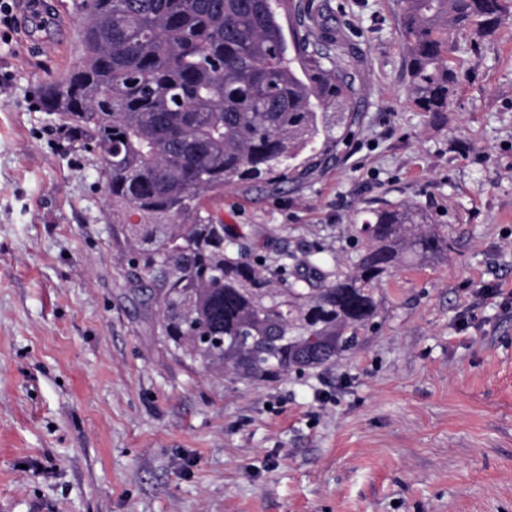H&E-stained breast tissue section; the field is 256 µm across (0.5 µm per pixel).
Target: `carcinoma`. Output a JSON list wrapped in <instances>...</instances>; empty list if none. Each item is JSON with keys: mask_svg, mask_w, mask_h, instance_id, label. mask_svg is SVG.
<instances>
[{"mask_svg": "<svg viewBox=\"0 0 512 512\" xmlns=\"http://www.w3.org/2000/svg\"><path fill=\"white\" fill-rule=\"evenodd\" d=\"M410 102L451 111L448 54L512 22V0H395ZM81 54L48 111L95 153L109 217L158 288L174 349L217 375L264 381L326 365L378 314L374 286L409 255L448 252L412 202L366 211L352 266L319 251L255 255L211 218L224 188L302 184L360 126L363 94L339 28L304 0H79ZM336 115H330V110ZM223 338L203 348L198 329Z\"/></svg>", "mask_w": 512, "mask_h": 512, "instance_id": "1", "label": "carcinoma"}]
</instances>
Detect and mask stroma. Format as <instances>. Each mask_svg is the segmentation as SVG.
<instances>
[{"mask_svg": "<svg viewBox=\"0 0 512 512\" xmlns=\"http://www.w3.org/2000/svg\"><path fill=\"white\" fill-rule=\"evenodd\" d=\"M75 4L18 0L0 40V512H512V25L453 53L438 121L394 0H313L355 53L360 130L305 184L226 187L219 219L345 269L359 212L409 201L452 247L378 285L341 360L258 382L164 341L99 163L41 105Z\"/></svg>", "mask_w": 512, "mask_h": 512, "instance_id": "35a3bbf8", "label": "stroma"}]
</instances>
